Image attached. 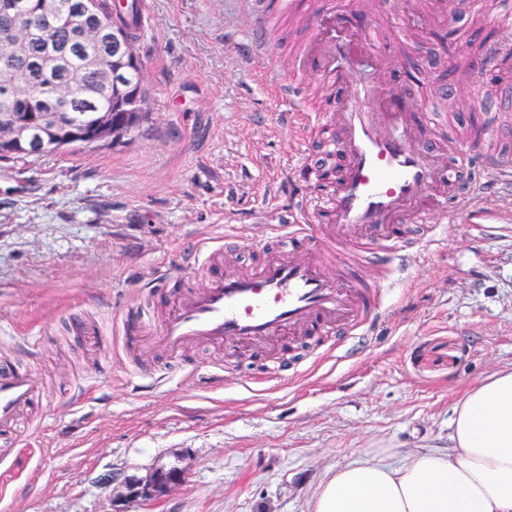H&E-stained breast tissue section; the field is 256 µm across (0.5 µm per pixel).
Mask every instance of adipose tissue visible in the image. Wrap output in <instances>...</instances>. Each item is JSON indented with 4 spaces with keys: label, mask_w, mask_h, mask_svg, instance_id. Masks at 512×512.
Instances as JSON below:
<instances>
[{
    "label": "adipose tissue",
    "mask_w": 512,
    "mask_h": 512,
    "mask_svg": "<svg viewBox=\"0 0 512 512\" xmlns=\"http://www.w3.org/2000/svg\"><path fill=\"white\" fill-rule=\"evenodd\" d=\"M449 449L392 451L330 469L308 512H512V368L474 383L453 408Z\"/></svg>",
    "instance_id": "1"
}]
</instances>
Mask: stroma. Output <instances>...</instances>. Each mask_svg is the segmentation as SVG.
I'll return each mask as SVG.
<instances>
[{"mask_svg": "<svg viewBox=\"0 0 512 512\" xmlns=\"http://www.w3.org/2000/svg\"><path fill=\"white\" fill-rule=\"evenodd\" d=\"M136 51L147 117L114 145L0 159V363L29 370L37 415L18 447L0 440V512H112V480L175 462L183 484L127 512H307L325 473L368 449L448 447L452 406L488 373L512 366V195L469 206L464 185L438 197L428 224L438 242L409 254L405 284L374 321L326 340H302L284 359L245 346H194L156 355L160 389L131 379L112 323L153 315L207 280L181 267L189 250L218 245L241 269L254 247L276 249L275 227L301 194L284 162L320 160L315 112L335 85L293 73L327 0H298L262 36L249 62V0H138ZM360 24L379 37L366 62L422 117V138L462 140L470 118L483 139L473 170L512 142V68L494 66L498 98L484 102L466 53L475 35H512V13L437 0H368ZM292 74L305 111L277 123L282 103L264 65ZM456 208L459 223H445ZM98 323L100 336L87 334Z\"/></svg>", "mask_w": 512, "mask_h": 512, "instance_id": "1", "label": "stroma"}]
</instances>
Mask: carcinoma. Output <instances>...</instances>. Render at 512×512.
Returning <instances> with one entry per match:
<instances>
[{
  "instance_id": "carcinoma-1",
  "label": "carcinoma",
  "mask_w": 512,
  "mask_h": 512,
  "mask_svg": "<svg viewBox=\"0 0 512 512\" xmlns=\"http://www.w3.org/2000/svg\"><path fill=\"white\" fill-rule=\"evenodd\" d=\"M36 0H0V115L19 110V102L8 92L7 78L23 74L30 81L25 111L37 120L41 112L55 114L59 124L77 126L86 131L98 127L102 115L112 113V121L123 128L126 136L136 132L144 114L112 111V84L100 83L86 69V61L98 58L112 70V27H117L130 42H136L139 24L137 0H131L120 14L112 9V0H51L55 5L49 17L35 13ZM86 10L98 16L109 32L97 40L70 25V18ZM24 35L27 51L17 55L11 50L13 39ZM123 95L129 99L147 97L141 68L122 66L113 76ZM57 148L43 151H18L0 146V159L42 156Z\"/></svg>"
}]
</instances>
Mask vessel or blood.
<instances>
[{"label": "vessel or blood", "mask_w": 512, "mask_h": 512, "mask_svg": "<svg viewBox=\"0 0 512 512\" xmlns=\"http://www.w3.org/2000/svg\"><path fill=\"white\" fill-rule=\"evenodd\" d=\"M376 40L375 29L357 31L340 19L335 28L319 31L296 61L298 68L348 87L354 97L350 103L326 102L321 116L342 158L338 175L326 179L321 170L294 167L306 183L322 186L325 203H299L277 229L280 248L266 253L254 270L226 268L219 248L189 260L188 272L209 273L205 288L169 308L160 322L132 323L125 317L117 322L119 332L135 330L136 351L173 355L191 345L220 347L231 341L284 353L300 338L367 322L375 314L372 296L398 288L395 268L383 280L364 279L356 250L365 248L364 259L391 260L411 242L410 225L426 223L423 201L455 185L458 174L439 162V149L419 140L391 90L360 69L355 47L368 51ZM264 79L288 104L281 121H291L300 110L296 85L273 68ZM486 169L488 178L469 185L471 201L492 189L512 193L511 161L497 158ZM414 245L425 247L421 241ZM38 393L32 373L0 365L1 437L12 435Z\"/></svg>", "instance_id": "obj_1"}]
</instances>
